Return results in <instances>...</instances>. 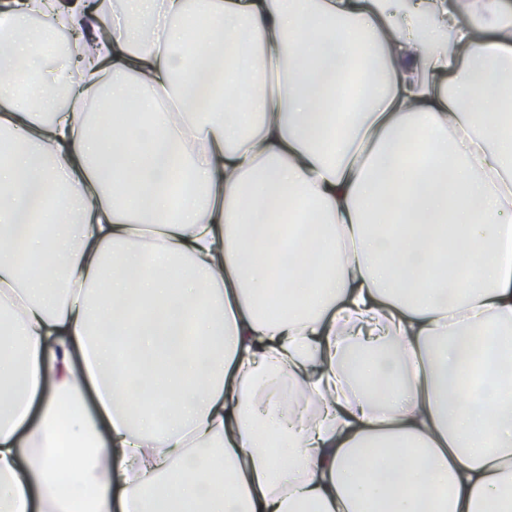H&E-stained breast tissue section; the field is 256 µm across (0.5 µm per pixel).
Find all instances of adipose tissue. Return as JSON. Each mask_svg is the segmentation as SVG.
Segmentation results:
<instances>
[{
    "label": "adipose tissue",
    "mask_w": 512,
    "mask_h": 512,
    "mask_svg": "<svg viewBox=\"0 0 512 512\" xmlns=\"http://www.w3.org/2000/svg\"><path fill=\"white\" fill-rule=\"evenodd\" d=\"M123 2L0 0V512H512V0Z\"/></svg>",
    "instance_id": "adipose-tissue-1"
}]
</instances>
